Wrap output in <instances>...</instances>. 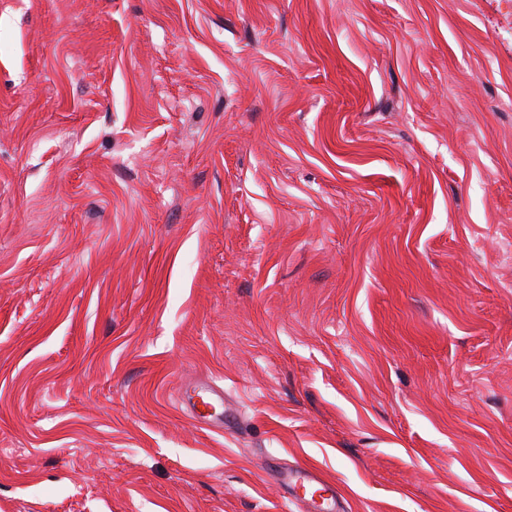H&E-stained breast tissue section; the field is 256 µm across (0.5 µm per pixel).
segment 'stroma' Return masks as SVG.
<instances>
[{
  "label": "stroma",
  "instance_id": "1",
  "mask_svg": "<svg viewBox=\"0 0 512 512\" xmlns=\"http://www.w3.org/2000/svg\"><path fill=\"white\" fill-rule=\"evenodd\" d=\"M310 467L512 512V0H0V512ZM186 397L189 400H193L197 398L195 402L192 403V411L195 416L202 419H212L216 420L217 424L220 427H223L224 422L220 417L223 412L218 413L216 411L215 400L222 399V393H216L213 391H203L197 390L196 388L189 389L185 392ZM215 396V399H213ZM200 406H204L205 409L200 408ZM212 407L214 409L213 412L209 411L207 408Z\"/></svg>",
  "mask_w": 512,
  "mask_h": 512
}]
</instances>
